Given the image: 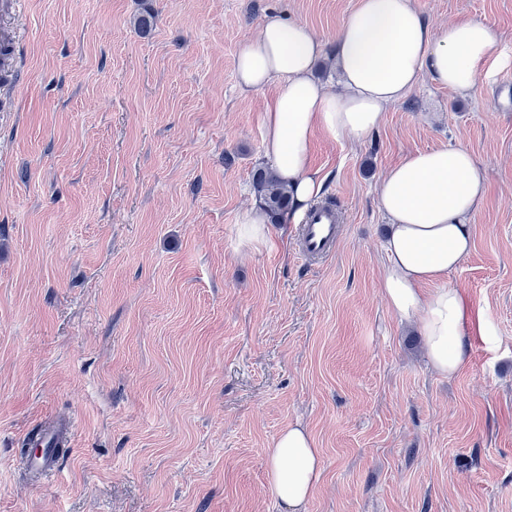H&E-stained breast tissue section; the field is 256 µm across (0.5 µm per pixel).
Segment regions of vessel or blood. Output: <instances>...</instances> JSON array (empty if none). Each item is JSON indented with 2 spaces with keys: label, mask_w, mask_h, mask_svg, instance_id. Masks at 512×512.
I'll list each match as a JSON object with an SVG mask.
<instances>
[{
  "label": "vessel or blood",
  "mask_w": 512,
  "mask_h": 512,
  "mask_svg": "<svg viewBox=\"0 0 512 512\" xmlns=\"http://www.w3.org/2000/svg\"><path fill=\"white\" fill-rule=\"evenodd\" d=\"M340 233V217L335 207L328 203L314 205L303 217L296 234L299 255L308 261H321L331 257L336 249ZM72 422L45 428L36 441L39 456L28 459V470L37 477L49 476L55 468L53 445L59 438L69 435Z\"/></svg>",
  "instance_id": "b4317fda"
}]
</instances>
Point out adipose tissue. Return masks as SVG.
<instances>
[{
  "mask_svg": "<svg viewBox=\"0 0 512 512\" xmlns=\"http://www.w3.org/2000/svg\"><path fill=\"white\" fill-rule=\"evenodd\" d=\"M324 55L306 24L272 16L236 60L242 91L277 88L260 116L263 149L298 212L323 189L311 161L316 134L363 139L422 77L467 95L482 72L505 63L490 24L467 18L436 30L413 0H360L331 55L339 89L313 76ZM484 196L483 170L460 146L412 152L387 170L379 190V208L390 222L382 297L399 319L416 320L433 368L447 375L468 360L470 306L446 281L470 252L472 218ZM268 458L272 493L285 512H304L321 473L315 441L305 428L287 427Z\"/></svg>",
  "mask_w": 512,
  "mask_h": 512,
  "instance_id": "obj_1",
  "label": "adipose tissue"
}]
</instances>
